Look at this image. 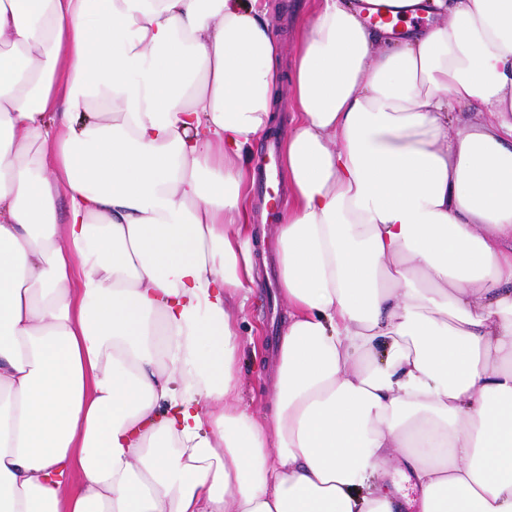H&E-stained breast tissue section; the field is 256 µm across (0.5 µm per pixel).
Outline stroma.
I'll list each match as a JSON object with an SVG mask.
<instances>
[{"label": "stroma", "instance_id": "obj_1", "mask_svg": "<svg viewBox=\"0 0 512 512\" xmlns=\"http://www.w3.org/2000/svg\"><path fill=\"white\" fill-rule=\"evenodd\" d=\"M274 31L281 42V70L290 75L297 39L310 23V0H268ZM263 195L252 197L253 224L260 233L261 253L258 268L259 286L236 315L239 333L245 343L238 352L236 369L240 378L237 399L256 418L270 413L276 347L280 326L288 315V302L281 292L278 276L274 225L266 220Z\"/></svg>", "mask_w": 512, "mask_h": 512}]
</instances>
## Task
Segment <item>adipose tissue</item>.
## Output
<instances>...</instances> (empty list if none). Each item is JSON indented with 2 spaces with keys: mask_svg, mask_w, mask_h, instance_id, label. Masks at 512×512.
<instances>
[{
  "mask_svg": "<svg viewBox=\"0 0 512 512\" xmlns=\"http://www.w3.org/2000/svg\"><path fill=\"white\" fill-rule=\"evenodd\" d=\"M389 2L295 51L260 421L266 5L0 0V512H512V0ZM267 191L266 184L262 194H256L251 186L252 224L258 228V249L262 253L258 268L259 288L236 315L240 337L246 340L236 358L240 378L237 399L258 419H264L270 413L276 347L281 323L288 315V301L281 292L278 276L274 228L279 222L276 219L270 223L264 216L262 203ZM249 337L254 340L251 344Z\"/></svg>",
  "mask_w": 512,
  "mask_h": 512,
  "instance_id": "obj_1",
  "label": "adipose tissue"
}]
</instances>
